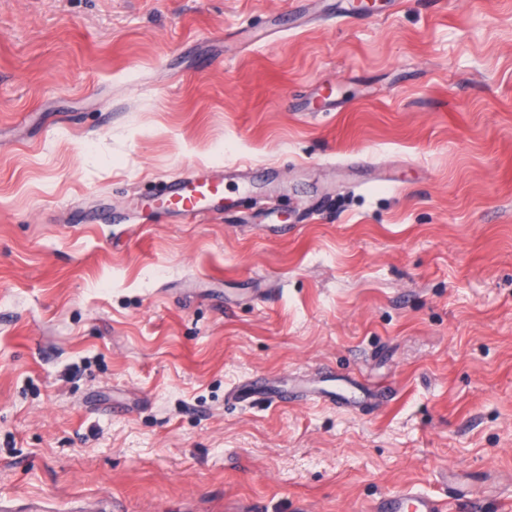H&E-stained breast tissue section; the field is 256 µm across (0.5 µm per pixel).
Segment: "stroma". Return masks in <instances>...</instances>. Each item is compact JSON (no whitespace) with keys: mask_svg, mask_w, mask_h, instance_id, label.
<instances>
[{"mask_svg":"<svg viewBox=\"0 0 512 512\" xmlns=\"http://www.w3.org/2000/svg\"><path fill=\"white\" fill-rule=\"evenodd\" d=\"M355 2L0 0V496L512 512V0ZM226 163L277 211H138ZM324 371L365 398L225 399ZM445 505L434 495L407 486L383 498L375 512H444Z\"/></svg>","mask_w":512,"mask_h":512,"instance_id":"35a3bbf8","label":"stroma"}]
</instances>
